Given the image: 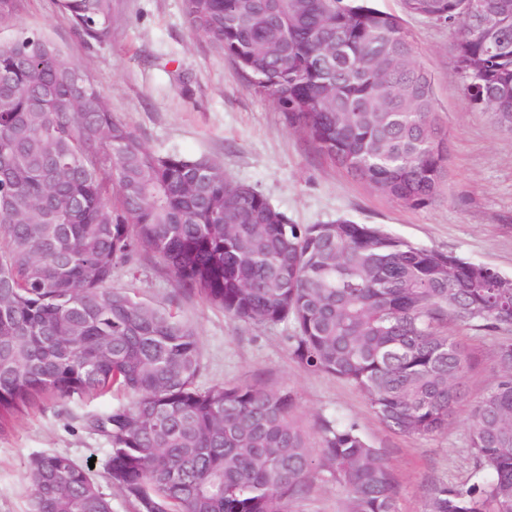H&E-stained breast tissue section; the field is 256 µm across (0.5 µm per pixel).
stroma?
Instances as JSON below:
<instances>
[{
	"label": "stroma",
	"mask_w": 512,
	"mask_h": 512,
	"mask_svg": "<svg viewBox=\"0 0 512 512\" xmlns=\"http://www.w3.org/2000/svg\"><path fill=\"white\" fill-rule=\"evenodd\" d=\"M403 17L415 59L432 75L448 132L445 200L422 209L380 195L319 152L232 59L191 30L183 0H112V33L103 42L76 35L55 0H16L12 18L0 23V43L26 31L42 33L60 46L65 62L104 91L113 116L147 148L220 163L231 179L264 195L293 223L345 218L376 224L417 247L452 252L512 278V132L470 107L447 27ZM114 284L154 305L172 307L196 328L200 387L252 383L292 389L314 447L322 421L357 422L391 467L398 512H428L436 487L469 479L470 416L496 381L497 349L512 338L511 330L479 331L449 321L448 334L467 356L466 400L442 434L408 436L383 425L354 385L299 364L288 347L289 325L231 319L197 294L178 290L172 273L152 254L142 253L134 270L120 272ZM126 401L120 392L50 400L18 418L12 431L0 436V512H28L26 465L32 456L53 452L90 467L112 512H135L105 479L107 441L85 424L87 416ZM343 501L335 482L319 473L286 512H343Z\"/></svg>",
	"instance_id": "obj_1"
}]
</instances>
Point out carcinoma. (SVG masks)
I'll list each match as a JSON object with an SVG mask.
<instances>
[{
  "mask_svg": "<svg viewBox=\"0 0 512 512\" xmlns=\"http://www.w3.org/2000/svg\"><path fill=\"white\" fill-rule=\"evenodd\" d=\"M76 34H110L112 0H57ZM292 125L410 208L444 199L448 137L401 19L373 0H184ZM453 40L469 104L512 131V0H403ZM0 434L42 401L117 391L88 418L136 512H285L326 471L344 512H396L390 467L355 423L320 447L289 388L202 389L198 332L113 285L143 251L238 321L291 324L293 357L365 393L390 430L435 436L464 400L467 357L443 330L512 327V278L372 224H293L205 157L150 151L37 32L0 45ZM470 424L472 476L429 512H512V340ZM28 512H110L62 453L26 467Z\"/></svg>",
  "mask_w": 512,
  "mask_h": 512,
  "instance_id": "carcinoma-1",
  "label": "carcinoma"
}]
</instances>
